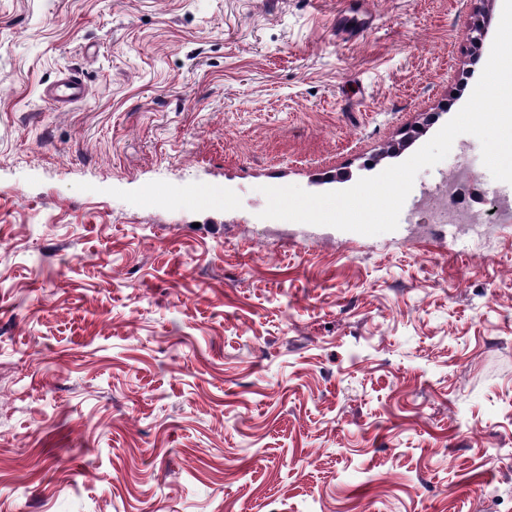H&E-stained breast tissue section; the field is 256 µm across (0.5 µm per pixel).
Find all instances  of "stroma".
Wrapping results in <instances>:
<instances>
[{
	"label": "stroma",
	"instance_id": "1",
	"mask_svg": "<svg viewBox=\"0 0 512 512\" xmlns=\"http://www.w3.org/2000/svg\"><path fill=\"white\" fill-rule=\"evenodd\" d=\"M502 8L0 0V512H512V185L479 140L395 231L261 216L426 144ZM458 168L475 237L416 208ZM87 87L77 73L61 78L49 91V100L58 104H77L87 97Z\"/></svg>",
	"mask_w": 512,
	"mask_h": 512
}]
</instances>
